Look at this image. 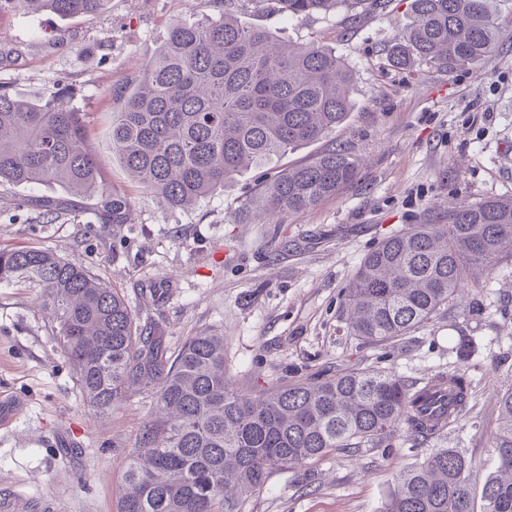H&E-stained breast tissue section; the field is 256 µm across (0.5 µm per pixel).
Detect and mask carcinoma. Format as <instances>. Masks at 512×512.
<instances>
[{"instance_id":"obj_1","label":"carcinoma","mask_w":512,"mask_h":512,"mask_svg":"<svg viewBox=\"0 0 512 512\" xmlns=\"http://www.w3.org/2000/svg\"><path fill=\"white\" fill-rule=\"evenodd\" d=\"M105 0H0L62 18L97 14ZM374 10L385 0H239L290 18L339 6ZM498 38L490 0H411L408 23L388 56L453 70L486 57ZM353 75L316 42L281 45L266 30L223 13L183 19L122 93L112 113V151L127 175L163 208H188L249 168L328 136L351 107ZM65 89L40 101L0 91V184H48L98 193L104 224L128 223L126 197L99 185L83 114ZM359 160L332 147L257 185L238 210L282 218L315 209L359 173ZM512 261V199L455 204L444 220L411 224L365 255L343 291L350 335L375 346L426 325L479 274ZM0 284L40 290L55 336L78 369L83 399L108 415L136 392L155 412L124 460L118 512H243L269 474L343 448L437 436L439 419L471 399L465 374L422 386L378 369H350L283 383L248 396L224 377V337L190 336L175 357L137 322L118 288L85 266L39 248L0 249ZM497 469L512 473V389L500 398L493 434ZM475 467L437 448L399 472L384 512H474ZM482 512H512V480L489 476Z\"/></svg>"}]
</instances>
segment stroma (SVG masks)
Listing matches in <instances>:
<instances>
[{
  "label": "stroma",
  "mask_w": 512,
  "mask_h": 512,
  "mask_svg": "<svg viewBox=\"0 0 512 512\" xmlns=\"http://www.w3.org/2000/svg\"><path fill=\"white\" fill-rule=\"evenodd\" d=\"M409 4L298 19L262 9L242 15L280 40L333 49L354 73L352 106L327 138L173 210L133 183L112 152L115 93L173 23L217 17L222 0H106L97 15L71 20L0 10V89L34 100L68 88L70 108L85 115L102 185L133 207L131 223L104 225L96 221L99 194L71 198L69 214L58 217L42 205L57 196L55 186L0 185V248L47 249L89 267L122 289L169 354L199 332L223 336L226 378L244 392L368 365L416 383L455 370L471 382L466 414L429 442L401 431L381 447L275 471L245 512H384L398 471L436 448L471 458L478 478L495 470L492 434L500 397L512 387V264L465 286L426 327L382 348L350 336L342 310L343 288L384 237L446 215L460 200L512 197V0L493 2L501 23L495 49L454 71L390 64ZM335 145L362 161L339 194L281 224L236 223L256 184ZM21 198L30 201L22 210ZM53 327L35 289L0 286V396L20 404L0 427V492L53 498L58 512H117L124 458L154 402L135 394L112 416L95 415ZM462 333L475 343L465 363L450 351Z\"/></svg>",
  "instance_id": "obj_1"
}]
</instances>
